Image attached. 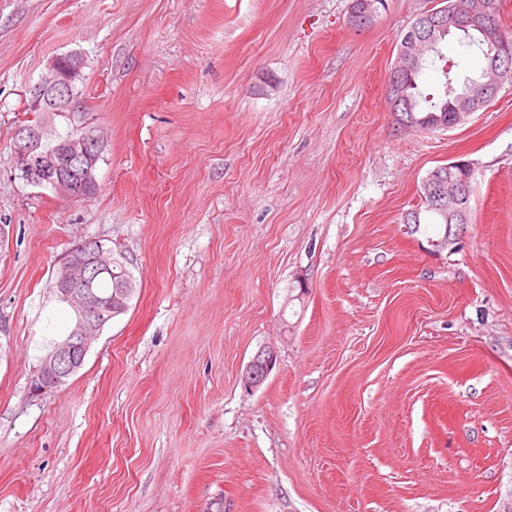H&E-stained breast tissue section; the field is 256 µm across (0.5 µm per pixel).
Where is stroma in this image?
Listing matches in <instances>:
<instances>
[{"mask_svg": "<svg viewBox=\"0 0 512 512\" xmlns=\"http://www.w3.org/2000/svg\"><path fill=\"white\" fill-rule=\"evenodd\" d=\"M439 2L357 29L351 0H0V512H505L512 82L449 129L399 127L386 95ZM75 51L103 149L68 201L11 144L29 84ZM456 160L469 221L436 255L403 217ZM88 240L137 293L35 389L72 321L52 280ZM278 351L272 345L260 346L242 373L241 381L246 390L259 387L274 369Z\"/></svg>", "mask_w": 512, "mask_h": 512, "instance_id": "stroma-1", "label": "stroma"}]
</instances>
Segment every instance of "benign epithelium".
Returning <instances> with one entry per match:
<instances>
[{"instance_id":"1","label":"benign epithelium","mask_w":512,"mask_h":512,"mask_svg":"<svg viewBox=\"0 0 512 512\" xmlns=\"http://www.w3.org/2000/svg\"><path fill=\"white\" fill-rule=\"evenodd\" d=\"M384 0H352L350 22L362 28L376 21ZM453 33H465L485 48L488 63L479 80L468 86L461 95L460 111L448 127L467 123L471 116L482 110L489 98L497 95L505 81L512 77V70L502 66L503 57L512 56V43L505 39L501 27L494 19L490 0H465L463 7L451 2L448 10L435 17L428 15L418 20L416 28L407 34L397 55L394 76L388 83L387 94L392 112L405 127H417L410 100L403 91L399 77L415 70L421 60L437 50L438 39ZM84 61L75 60L63 71L53 61L48 71L28 88L30 108L43 113L38 127H18L14 132L12 159L14 170L20 178L35 187L50 186L71 200L92 195L95 179L91 170L102 150L100 135L88 129L78 136H70L60 143L66 164L51 161L41 152V144L55 137L53 114L79 112L82 103L73 93L82 80ZM472 164L457 160L444 165V169L431 171L422 183V197L431 208L447 215L448 223L441 225L436 237L428 240L433 251L448 248V228L453 224L468 223L467 206L470 195ZM109 269L123 266L122 260L110 254L93 241L77 245L56 274L55 289L59 301L67 304L74 315L67 334L56 341L53 350L41 361L40 380L43 387L59 385L77 372L84 363L92 342L99 336L109 316L105 315L100 298L82 287L88 275L102 267ZM136 290L135 280L119 279L112 289V316L124 313ZM278 359L272 345L259 347L242 373L245 389H255L267 379Z\"/></svg>"}]
</instances>
